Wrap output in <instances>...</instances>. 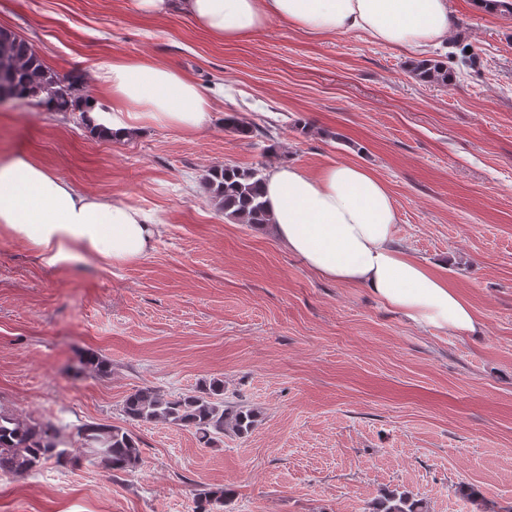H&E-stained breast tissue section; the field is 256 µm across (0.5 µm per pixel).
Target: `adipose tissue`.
<instances>
[{"label":"adipose tissue","instance_id":"ef3b65f1","mask_svg":"<svg viewBox=\"0 0 512 512\" xmlns=\"http://www.w3.org/2000/svg\"><path fill=\"white\" fill-rule=\"evenodd\" d=\"M147 14L176 8L224 42L280 21L311 36L358 34L408 52L441 43L453 26L449 0H134ZM104 96L87 98V119L117 136L132 121L189 133L213 101L182 73L149 60H115L98 76ZM265 196L277 239L325 277L358 285L418 324L473 334L470 304L394 245L397 209L369 169L336 163L318 175L273 165ZM0 231L45 266L133 265L153 249L158 221L129 204L82 192L27 157L0 164Z\"/></svg>","mask_w":512,"mask_h":512}]
</instances>
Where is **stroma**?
<instances>
[{
	"instance_id": "1",
	"label": "stroma",
	"mask_w": 512,
	"mask_h": 512,
	"mask_svg": "<svg viewBox=\"0 0 512 512\" xmlns=\"http://www.w3.org/2000/svg\"><path fill=\"white\" fill-rule=\"evenodd\" d=\"M478 70L448 85L408 71L403 50L357 35L313 37L272 21L222 42L191 18L132 0H0V28L96 95L112 59L151 58L208 90L193 134L136 123L103 139L70 113L0 105V162L28 156L77 190L161 221L137 264L58 270L0 232V407L76 429L124 425L140 386L177 396L219 378L258 421L214 446L165 423L134 426L142 464L119 477L47 463L0 474V512H192L228 488L224 512H366L388 490L427 512H512V13L450 0ZM269 138L224 127L226 113ZM369 168L398 212L394 242L444 274L479 336L409 321L366 288L330 280L272 234L225 219L204 187L229 164ZM112 364L81 369L85 353ZM232 495V490L224 488L199 493L194 501L193 512H224V505Z\"/></svg>"
}]
</instances>
